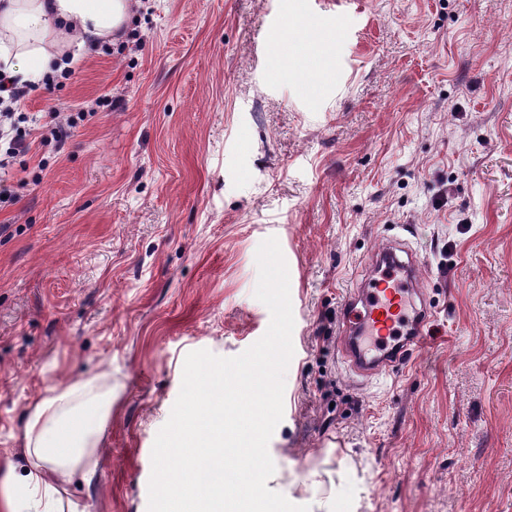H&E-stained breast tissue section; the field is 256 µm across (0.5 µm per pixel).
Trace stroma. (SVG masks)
I'll return each instance as SVG.
<instances>
[{
  "label": "stroma",
  "mask_w": 512,
  "mask_h": 512,
  "mask_svg": "<svg viewBox=\"0 0 512 512\" xmlns=\"http://www.w3.org/2000/svg\"><path fill=\"white\" fill-rule=\"evenodd\" d=\"M313 2L140 0L24 103L47 124L96 114L62 149L33 143L0 210V459L47 388L108 374L97 474L69 489L87 512H147L186 355H239L269 326L271 236L294 355L268 488L306 505L344 485L336 512H512V0ZM403 225L433 335L358 382L341 302Z\"/></svg>",
  "instance_id": "obj_1"
}]
</instances>
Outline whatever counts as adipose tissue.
Here are the masks:
<instances>
[{"label":"adipose tissue","mask_w":512,"mask_h":512,"mask_svg":"<svg viewBox=\"0 0 512 512\" xmlns=\"http://www.w3.org/2000/svg\"><path fill=\"white\" fill-rule=\"evenodd\" d=\"M136 0H0V65L24 82L41 81L71 48L111 41ZM112 420V385L93 376L31 404L21 430L23 474L0 477L5 512H86L69 498L75 480L96 474V448Z\"/></svg>","instance_id":"1"}]
</instances>
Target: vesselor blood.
<instances>
[{
    "mask_svg": "<svg viewBox=\"0 0 512 512\" xmlns=\"http://www.w3.org/2000/svg\"><path fill=\"white\" fill-rule=\"evenodd\" d=\"M372 259L385 268L378 277L357 280L346 293L339 326L347 371L365 381L404 366L413 351L426 346L434 319L420 261L400 237H388Z\"/></svg>",
    "mask_w": 512,
    "mask_h": 512,
    "instance_id": "1",
    "label": "vessel or blood"
}]
</instances>
